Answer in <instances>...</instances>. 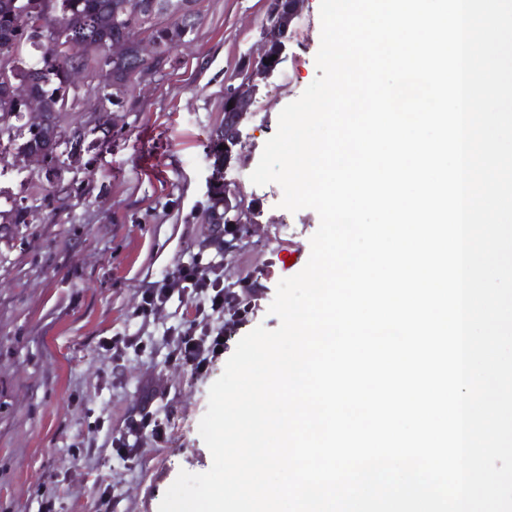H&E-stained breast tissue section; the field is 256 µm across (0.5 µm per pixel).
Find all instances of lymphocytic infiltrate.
<instances>
[{
	"instance_id": "1",
	"label": "lymphocytic infiltrate",
	"mask_w": 512,
	"mask_h": 512,
	"mask_svg": "<svg viewBox=\"0 0 512 512\" xmlns=\"http://www.w3.org/2000/svg\"><path fill=\"white\" fill-rule=\"evenodd\" d=\"M176 292L199 296L200 301L193 317L184 320L177 331L170 356L174 363L191 367L200 375L207 372L215 358L226 328L236 325L240 317L239 312L229 311L224 298L223 255H216L205 264L195 259L184 262L162 280L144 285L140 314L148 317L160 311ZM220 313L227 316L225 324L220 328L213 327L211 319ZM152 406V400H145L138 416L128 419L126 430L117 441V452L123 458L135 460L137 443L142 438L149 437L157 442L165 440L167 426L157 418Z\"/></svg>"
}]
</instances>
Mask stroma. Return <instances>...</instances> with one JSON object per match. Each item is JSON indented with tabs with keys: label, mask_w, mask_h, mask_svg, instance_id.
Wrapping results in <instances>:
<instances>
[{
	"label": "stroma",
	"mask_w": 512,
	"mask_h": 512,
	"mask_svg": "<svg viewBox=\"0 0 512 512\" xmlns=\"http://www.w3.org/2000/svg\"><path fill=\"white\" fill-rule=\"evenodd\" d=\"M268 0H199L196 29L172 48L163 70L111 112L80 106L61 118L82 144L63 141L61 177L8 167L0 190L36 205L34 221L0 239V512H95L100 480L114 487L112 512H158L179 471H207L211 454L199 434L211 384L237 342L269 314L276 288L310 256L319 226L311 209L280 208L282 189L251 183L280 111L316 78L320 0H307L294 24L289 58L261 87L241 127L242 158L226 172L261 211L236 270L264 286L248 321L224 344L206 374L170 362L173 331L197 297L176 296L139 316L140 287L194 254L218 250L207 216L214 139L224 127V85L261 40ZM300 260L288 262L289 252ZM134 337L114 354L112 342ZM167 423V437L142 439L136 464L114 440L146 390Z\"/></svg>",
	"instance_id": "stroma-1"
}]
</instances>
